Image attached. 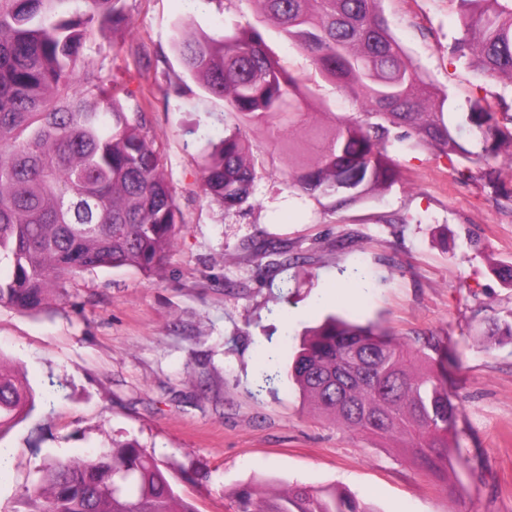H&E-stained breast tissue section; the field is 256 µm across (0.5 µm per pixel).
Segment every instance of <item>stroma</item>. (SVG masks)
<instances>
[{
  "label": "stroma",
  "mask_w": 512,
  "mask_h": 512,
  "mask_svg": "<svg viewBox=\"0 0 512 512\" xmlns=\"http://www.w3.org/2000/svg\"><path fill=\"white\" fill-rule=\"evenodd\" d=\"M393 35L437 93L458 111L512 105V82L478 75L452 51L463 34L456 0H382ZM127 21L108 29L109 52L83 54L118 83L152 95L149 137L185 223L150 273L97 269L67 283L63 303L37 312L0 305V357L41 401L0 446V512H27L26 491L48 459L97 454L134 440L168 463L199 512H232L248 483L336 488L376 512H512V286L494 265L512 264V150L458 179L447 156L393 131L386 150L397 180L346 207L312 197L288 177L275 129L243 128L258 150L253 193L227 210L206 195L209 144L239 123L185 72L179 26L214 34L259 29L311 92L323 125L357 104L315 73L307 55L253 0H125ZM282 242L285 254L257 250ZM328 313L379 322L414 347L439 340L462 450L446 474L420 470L401 444L349 432L313 413L288 376L255 394L267 357L287 369L305 330Z\"/></svg>",
  "instance_id": "35a3bbf8"
}]
</instances>
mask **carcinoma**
<instances>
[{"instance_id":"1","label":"carcinoma","mask_w":512,"mask_h":512,"mask_svg":"<svg viewBox=\"0 0 512 512\" xmlns=\"http://www.w3.org/2000/svg\"><path fill=\"white\" fill-rule=\"evenodd\" d=\"M125 0H0V305L36 311L66 296L86 271L134 267L145 273L176 243L183 222L146 131L145 93L136 97L97 70L81 91L76 70L91 37L126 21ZM326 80L360 105L333 132L291 133L310 90L273 56L260 30L235 26L199 36L184 25L176 43L185 71L225 111L288 127L283 145L298 170L294 186L334 196L344 207L391 187L392 130L467 166L512 147V114L475 107L445 118L440 100L392 34L380 0H254ZM463 36L453 52L482 75L512 79V0H457ZM476 127L470 144L462 123ZM256 156L242 131L206 159L207 194L229 210L253 191ZM290 375L312 409L344 428L402 442L421 469L441 476L459 448L449 439L460 404L448 396L442 359L419 352L374 324L329 316L313 328ZM30 384L0 359V438L36 406ZM29 512H198L174 488L168 467L135 440L97 457L46 460L28 490ZM233 512H375L334 488L259 484L239 489Z\"/></svg>"}]
</instances>
